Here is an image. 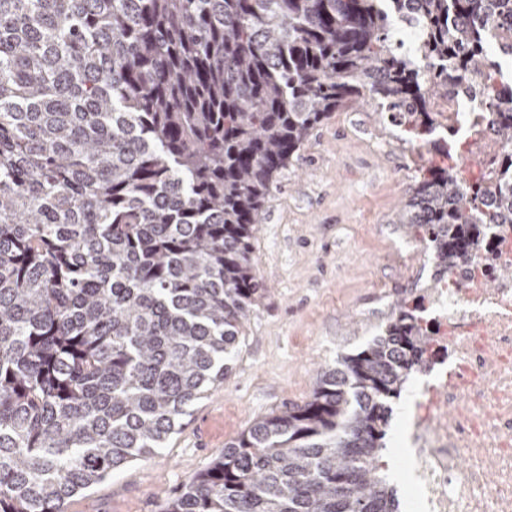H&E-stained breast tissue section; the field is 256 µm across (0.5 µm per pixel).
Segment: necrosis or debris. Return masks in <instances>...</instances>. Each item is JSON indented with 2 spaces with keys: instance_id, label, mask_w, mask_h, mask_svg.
Instances as JSON below:
<instances>
[{
  "instance_id": "4bbe7bcc",
  "label": "necrosis or debris",
  "mask_w": 512,
  "mask_h": 512,
  "mask_svg": "<svg viewBox=\"0 0 512 512\" xmlns=\"http://www.w3.org/2000/svg\"><path fill=\"white\" fill-rule=\"evenodd\" d=\"M470 101H436L441 127L478 131L494 155L512 154L491 121L471 127ZM512 224H492L485 245L462 252L445 280L412 282L432 338L405 411L409 512H512Z\"/></svg>"
}]
</instances>
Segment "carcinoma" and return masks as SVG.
<instances>
[{"instance_id": "cac0c4a2", "label": "carcinoma", "mask_w": 512, "mask_h": 512, "mask_svg": "<svg viewBox=\"0 0 512 512\" xmlns=\"http://www.w3.org/2000/svg\"><path fill=\"white\" fill-rule=\"evenodd\" d=\"M493 44L512 58V0H0V512H66L224 381L268 293L255 225L333 113L369 99L418 138L463 88L512 141ZM498 166H430L402 209L443 270L512 224ZM415 310L165 512H402L382 457L429 342Z\"/></svg>"}]
</instances>
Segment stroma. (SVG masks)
<instances>
[{
	"label": "stroma",
	"instance_id": "1",
	"mask_svg": "<svg viewBox=\"0 0 512 512\" xmlns=\"http://www.w3.org/2000/svg\"><path fill=\"white\" fill-rule=\"evenodd\" d=\"M437 150L419 155L367 102L333 113L277 177L252 261L269 293L224 382L194 402L165 448L71 497L66 512H162L254 420L311 396L322 370L381 333L404 298L414 240L398 212Z\"/></svg>",
	"mask_w": 512,
	"mask_h": 512
}]
</instances>
